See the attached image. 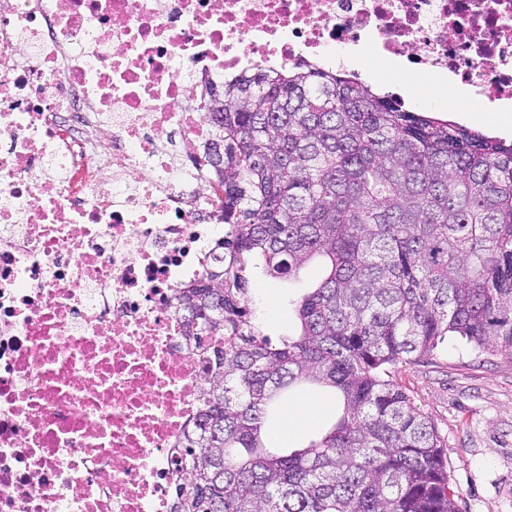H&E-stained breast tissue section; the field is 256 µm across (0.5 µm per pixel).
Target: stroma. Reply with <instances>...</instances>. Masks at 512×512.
Here are the masks:
<instances>
[{
    "instance_id": "obj_1",
    "label": "stroma",
    "mask_w": 512,
    "mask_h": 512,
    "mask_svg": "<svg viewBox=\"0 0 512 512\" xmlns=\"http://www.w3.org/2000/svg\"><path fill=\"white\" fill-rule=\"evenodd\" d=\"M404 99L410 108L512 140V122L503 123L492 105L457 112L444 93L423 96L414 90ZM247 278L248 307L262 334L275 345L297 334L299 321L288 298L316 286L318 262L281 280L255 260ZM390 379L434 424L460 512H512V357L474 353L465 340L450 336L427 360L392 366ZM291 405L270 432L267 446L272 451L305 447L318 429L335 420L321 388L306 387Z\"/></svg>"
}]
</instances>
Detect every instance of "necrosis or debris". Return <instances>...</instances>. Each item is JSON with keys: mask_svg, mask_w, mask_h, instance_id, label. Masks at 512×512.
<instances>
[{"mask_svg": "<svg viewBox=\"0 0 512 512\" xmlns=\"http://www.w3.org/2000/svg\"><path fill=\"white\" fill-rule=\"evenodd\" d=\"M367 48L512 100V0H0V512H171L224 236L192 91Z\"/></svg>", "mask_w": 512, "mask_h": 512, "instance_id": "4bbe7bcc", "label": "necrosis or debris"}]
</instances>
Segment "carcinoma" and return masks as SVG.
Wrapping results in <instances>:
<instances>
[{
  "instance_id": "1",
  "label": "carcinoma",
  "mask_w": 512,
  "mask_h": 512,
  "mask_svg": "<svg viewBox=\"0 0 512 512\" xmlns=\"http://www.w3.org/2000/svg\"><path fill=\"white\" fill-rule=\"evenodd\" d=\"M202 117L227 232L173 299L208 383L171 512H458L437 432L387 366L448 336L512 355V143L312 66L228 77ZM253 257L278 278L324 261L277 346L247 308ZM303 384L341 415L274 453L270 406Z\"/></svg>"
}]
</instances>
